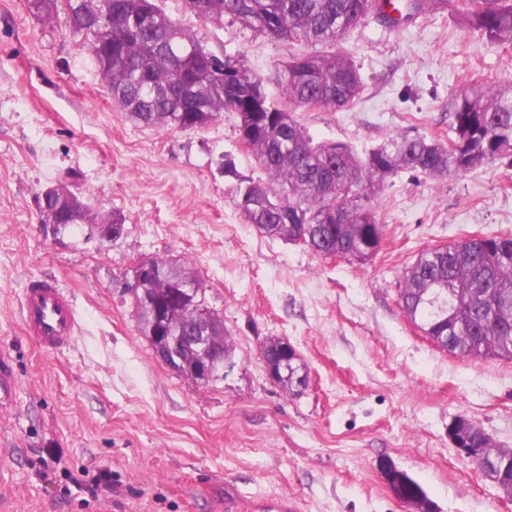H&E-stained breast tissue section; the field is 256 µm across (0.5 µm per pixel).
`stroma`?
Returning <instances> with one entry per match:
<instances>
[{"instance_id": "1", "label": "stroma", "mask_w": 512, "mask_h": 512, "mask_svg": "<svg viewBox=\"0 0 512 512\" xmlns=\"http://www.w3.org/2000/svg\"><path fill=\"white\" fill-rule=\"evenodd\" d=\"M156 3L282 100L270 76L288 43L230 15L205 21L186 0ZM343 48L362 91L343 109L297 110L318 142L362 151L406 129L444 142L469 80L512 86V46L475 42L446 12L397 27L369 16ZM267 179L233 113L191 131L140 126L64 12L0 0V354L18 382L0 411V512H253L277 498L296 512H512L448 438L465 416L512 448V361L441 351L399 304L422 250L512 233V149L444 179L388 178L374 200L381 247L364 262L246 224L238 189ZM59 184L94 216H122V236L103 245L87 225L42 224L38 198ZM161 258L192 269L223 320L233 360L223 380L175 374L142 336L123 288L140 262ZM40 277L76 301L81 330L60 353L39 350L20 322L23 288ZM272 337L308 368L298 394L266 375L260 350ZM391 469L423 499L403 501ZM102 474L108 484L96 485Z\"/></svg>"}]
</instances>
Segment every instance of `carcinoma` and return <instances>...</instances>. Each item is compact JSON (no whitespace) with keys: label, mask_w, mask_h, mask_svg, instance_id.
Masks as SVG:
<instances>
[{"label":"carcinoma","mask_w":512,"mask_h":512,"mask_svg":"<svg viewBox=\"0 0 512 512\" xmlns=\"http://www.w3.org/2000/svg\"><path fill=\"white\" fill-rule=\"evenodd\" d=\"M63 4L71 31L84 39L112 99L134 122L147 127L201 129L224 112L238 117L242 143L268 175L267 183L239 188L245 222L268 236L301 242L317 254L357 260L382 232L375 189L400 171L432 178L474 170L512 144V93L478 82L452 103L448 143L401 131L360 156L335 142L315 143L300 125L294 106L344 108L360 94L361 78L337 49L348 31L372 14L388 18L380 0H187L206 21L225 14L258 33L302 50L280 64L286 103L270 99L264 78L206 51L153 0H109L112 24L95 23L101 0H29L39 13ZM408 20L448 12L461 29L489 43L512 44V0H402ZM329 46L317 51L315 46ZM313 47L308 51L307 47ZM86 209L60 214L63 228L93 224ZM150 292L166 303L168 325L191 327L197 309L170 301L171 273L194 271L154 260ZM400 304L430 339L458 358L512 360V234L465 239L423 250L405 271ZM308 383L307 366L288 358L278 385L288 394ZM457 435L496 461L503 491L512 494V448L489 446L459 417ZM390 482L404 499L419 487L393 473Z\"/></svg>","instance_id":"obj_1"}]
</instances>
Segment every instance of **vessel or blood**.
Wrapping results in <instances>:
<instances>
[{
	"mask_svg": "<svg viewBox=\"0 0 512 512\" xmlns=\"http://www.w3.org/2000/svg\"><path fill=\"white\" fill-rule=\"evenodd\" d=\"M20 318L26 336L46 352L68 348L80 329L71 294L54 281H28L20 301ZM15 396L16 382L11 363L8 358L0 357V405L12 404Z\"/></svg>",
	"mask_w": 512,
	"mask_h": 512,
	"instance_id": "1",
	"label": "vessel or blood"
}]
</instances>
